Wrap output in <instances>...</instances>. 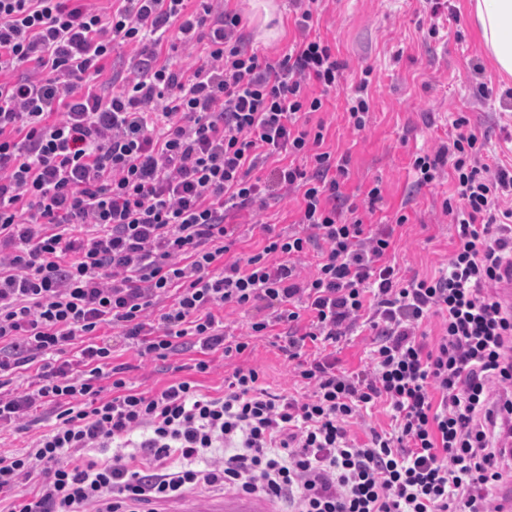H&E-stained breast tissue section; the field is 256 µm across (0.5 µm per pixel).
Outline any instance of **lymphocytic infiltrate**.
<instances>
[{
    "label": "lymphocytic infiltrate",
    "mask_w": 512,
    "mask_h": 512,
    "mask_svg": "<svg viewBox=\"0 0 512 512\" xmlns=\"http://www.w3.org/2000/svg\"><path fill=\"white\" fill-rule=\"evenodd\" d=\"M323 2L288 0L297 35L273 59L248 47L238 10L213 16L209 0H0V432L56 419L0 454L8 512H138L201 485L291 512H500L512 311L494 287L512 259V168L463 116L416 155L417 188L452 184L456 241L447 268L401 276L389 256L406 215L365 223L380 184L350 203L348 162L325 148L344 65L310 34ZM171 39L194 59L165 55ZM119 46L132 74L108 95ZM288 191L300 231L266 224L258 253H234L233 217ZM227 309L258 316L238 336ZM360 327L374 333L368 368L307 357ZM273 333L303 396L264 388L256 366L219 395L191 379L142 391L114 361L118 339L154 360L193 349L206 374L211 355ZM382 404L390 430L358 442L352 427Z\"/></svg>",
    "instance_id": "1"
}]
</instances>
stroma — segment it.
Instances as JSON below:
<instances>
[{
	"instance_id": "1",
	"label": "stroma",
	"mask_w": 512,
	"mask_h": 512,
	"mask_svg": "<svg viewBox=\"0 0 512 512\" xmlns=\"http://www.w3.org/2000/svg\"><path fill=\"white\" fill-rule=\"evenodd\" d=\"M260 0H214L239 10L244 32L253 48L287 50L295 35L288 11L264 13ZM423 20L421 0H328L314 31L336 46L345 63L344 90L332 95L323 118L328 143L337 155L348 157L349 177L342 191L351 202L363 203L374 181H381L383 199L371 217L375 224H394L398 214L408 220L396 226V247L390 255L403 276L431 274L448 264L455 228L441 211L447 181L418 190L411 163L420 151H432L453 132V121L467 117L485 132L488 146L503 163H512V79H504L486 58L468 18V0H447L440 31L432 36ZM371 69V110L364 130H354L344 117L345 92L364 69ZM485 84L487 94L477 91ZM297 201L287 197L271 203L257 217V227L242 225L237 252L250 253L262 244L261 225L294 231ZM194 356L185 353L165 361L119 350L115 361L129 367L127 376L139 389L154 390L168 381L192 376ZM256 365L265 373L270 391L298 394L288 361L274 337L256 339L250 354L215 358L209 373L197 376L205 393H217L234 367Z\"/></svg>"
}]
</instances>
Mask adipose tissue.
I'll list each match as a JSON object with an SVG mask.
<instances>
[{"label":"adipose tissue","mask_w":512,"mask_h":512,"mask_svg":"<svg viewBox=\"0 0 512 512\" xmlns=\"http://www.w3.org/2000/svg\"><path fill=\"white\" fill-rule=\"evenodd\" d=\"M469 10L495 68L512 77V0H469Z\"/></svg>","instance_id":"1"}]
</instances>
